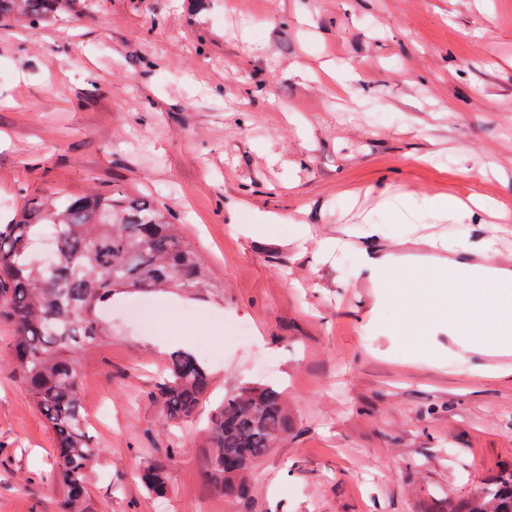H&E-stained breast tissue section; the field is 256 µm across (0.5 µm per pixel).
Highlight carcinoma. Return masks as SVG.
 <instances>
[{
	"instance_id": "1",
	"label": "carcinoma",
	"mask_w": 512,
	"mask_h": 512,
	"mask_svg": "<svg viewBox=\"0 0 512 512\" xmlns=\"http://www.w3.org/2000/svg\"><path fill=\"white\" fill-rule=\"evenodd\" d=\"M67 0H0V19L21 11L31 28L56 19ZM209 272L180 225L146 197L120 192L33 200L0 224V318L13 327V364L56 438L55 474L65 512H80L99 454L80 406L78 355L107 334L100 307L130 288H213ZM209 389L206 369L172 353L156 397L167 417L186 422ZM209 480L224 495L247 492L246 473L288 433L281 393L247 386L227 398L209 423ZM158 496L164 468L141 476ZM441 512H512V472L466 499L444 498Z\"/></svg>"
}]
</instances>
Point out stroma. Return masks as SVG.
Masks as SVG:
<instances>
[{
    "instance_id": "1",
    "label": "stroma",
    "mask_w": 512,
    "mask_h": 512,
    "mask_svg": "<svg viewBox=\"0 0 512 512\" xmlns=\"http://www.w3.org/2000/svg\"><path fill=\"white\" fill-rule=\"evenodd\" d=\"M1 69L0 213L145 195L216 281L99 310L110 333L79 356L101 450L84 512H436L512 468V358L439 331L412 359L397 301L360 271L431 262L440 239L490 238L512 263V0H79L36 30L1 19ZM473 194L491 211L425 204ZM12 336L0 319V512H62ZM178 350L210 390L173 425L152 393ZM253 382L281 392L288 436L228 498L204 427ZM169 448L158 497L140 474Z\"/></svg>"
}]
</instances>
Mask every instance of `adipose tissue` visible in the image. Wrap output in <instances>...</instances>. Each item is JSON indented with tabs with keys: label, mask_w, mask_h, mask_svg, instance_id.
I'll list each match as a JSON object with an SVG mask.
<instances>
[{
	"label": "adipose tissue",
	"mask_w": 512,
	"mask_h": 512,
	"mask_svg": "<svg viewBox=\"0 0 512 512\" xmlns=\"http://www.w3.org/2000/svg\"><path fill=\"white\" fill-rule=\"evenodd\" d=\"M366 275L400 303L395 329L416 357L432 355L431 334H465L474 350L512 347V272L464 262L427 273L386 259H366Z\"/></svg>",
	"instance_id": "ef3b65f1"
}]
</instances>
